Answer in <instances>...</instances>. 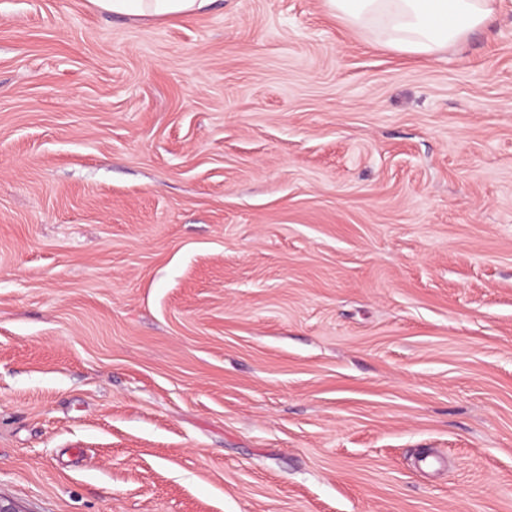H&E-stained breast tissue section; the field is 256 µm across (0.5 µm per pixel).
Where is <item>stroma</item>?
<instances>
[{"label": "stroma", "instance_id": "stroma-1", "mask_svg": "<svg viewBox=\"0 0 512 512\" xmlns=\"http://www.w3.org/2000/svg\"><path fill=\"white\" fill-rule=\"evenodd\" d=\"M432 59L324 0H0V501L512 512V0ZM216 0H91L101 10L138 18H174L201 13Z\"/></svg>", "mask_w": 512, "mask_h": 512}]
</instances>
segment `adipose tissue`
<instances>
[{"label":"adipose tissue","mask_w":512,"mask_h":512,"mask_svg":"<svg viewBox=\"0 0 512 512\" xmlns=\"http://www.w3.org/2000/svg\"><path fill=\"white\" fill-rule=\"evenodd\" d=\"M101 10L138 18H174L213 0H93ZM329 12L374 33L387 47L433 58L491 20L493 0H325Z\"/></svg>","instance_id":"ef3b65f1"}]
</instances>
